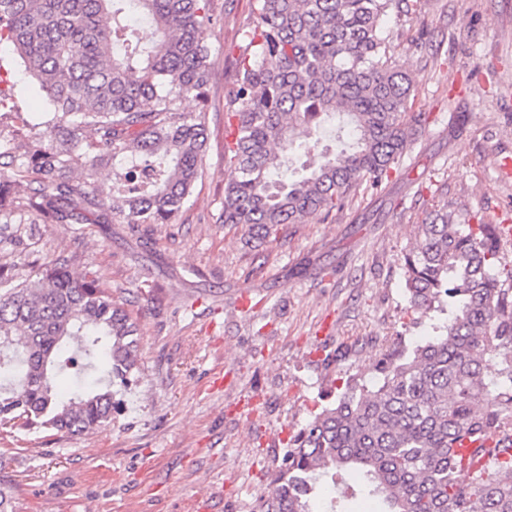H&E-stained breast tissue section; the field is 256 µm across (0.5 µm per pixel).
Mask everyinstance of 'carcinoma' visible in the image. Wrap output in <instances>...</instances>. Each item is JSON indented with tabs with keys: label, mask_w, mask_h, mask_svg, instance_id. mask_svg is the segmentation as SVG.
I'll return each instance as SVG.
<instances>
[{
	"label": "carcinoma",
	"mask_w": 512,
	"mask_h": 512,
	"mask_svg": "<svg viewBox=\"0 0 512 512\" xmlns=\"http://www.w3.org/2000/svg\"><path fill=\"white\" fill-rule=\"evenodd\" d=\"M214 0H0V47L53 104L40 122L0 90V124L35 129L0 141V430L81 435L112 424V384L138 368L137 324L74 257L41 254L34 224H167L188 201L206 152ZM396 0H249L229 48L221 222L277 236L378 190L429 116L412 111L384 17ZM150 23L144 39L129 21ZM192 98L196 110L182 101ZM337 121L334 142L325 124ZM316 160L305 163L303 156ZM112 165L108 184L94 179ZM456 224L448 209L418 225L403 255L408 310L433 335L385 353L377 381L336 394L288 441L262 512H329L364 494L381 512H512V453L485 476L461 473L453 449L512 431V265L496 230ZM32 258L24 273L14 255ZM496 360V380L485 373ZM76 389L63 395L59 376ZM0 512H19L0 485Z\"/></svg>",
	"instance_id": "obj_1"
}]
</instances>
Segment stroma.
Segmentation results:
<instances>
[{
  "label": "stroma",
  "mask_w": 512,
  "mask_h": 512,
  "mask_svg": "<svg viewBox=\"0 0 512 512\" xmlns=\"http://www.w3.org/2000/svg\"><path fill=\"white\" fill-rule=\"evenodd\" d=\"M385 19L413 109L429 123L379 191L285 225L259 247L221 224L230 44L247 0H214L208 142L193 194L170 223L41 224L45 252L75 254L125 302L141 357L123 410L89 435H0V479L20 512H259L297 431L351 380L371 382L398 340L426 325L403 300L401 259L418 224L448 207L512 224V0H409ZM251 292L256 304L238 311ZM346 357L328 366L325 353ZM224 386H213L216 374Z\"/></svg>",
  "instance_id": "obj_1"
}]
</instances>
